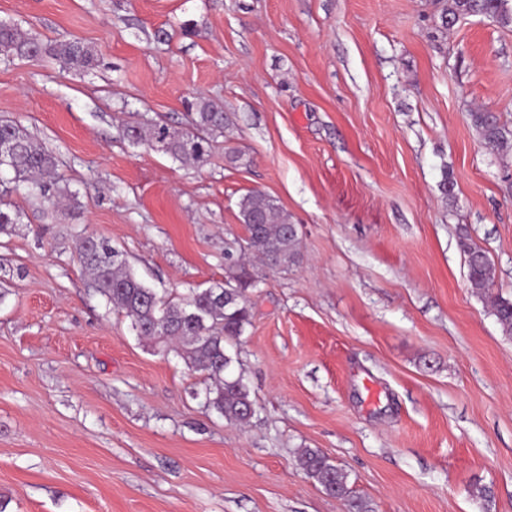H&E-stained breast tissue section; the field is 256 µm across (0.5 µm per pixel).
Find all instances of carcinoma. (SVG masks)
Listing matches in <instances>:
<instances>
[{
	"label": "carcinoma",
	"mask_w": 512,
	"mask_h": 512,
	"mask_svg": "<svg viewBox=\"0 0 512 512\" xmlns=\"http://www.w3.org/2000/svg\"><path fill=\"white\" fill-rule=\"evenodd\" d=\"M474 13L505 25L512 22L509 0H446L440 13L441 28ZM0 54L32 59L49 56L70 68L91 69L97 65L96 51L80 41H44L2 23ZM471 120L484 143L492 148L498 149L512 139V130L489 112H473ZM226 121L222 106L200 97L194 111L188 113L187 128L183 130L172 129L163 122L130 123L124 134L132 142L152 149L160 143L161 153L201 167L210 157L215 135L224 133ZM2 136L12 141L14 148L0 169L12 172L15 183L35 184L45 177L59 181L56 157L34 142L21 124L0 120ZM240 219L247 231V250L264 266L286 271L300 263L298 230L292 228L288 214L268 194L261 190L249 192L240 202ZM257 219L262 223L255 224ZM15 223L11 203L1 193L0 233ZM459 246L466 256L472 284L490 292L495 271L485 252L471 243L465 233L459 236ZM78 255L96 290L131 319V327L138 336L159 347L178 343L179 355L187 366L209 381L205 392L208 406L230 423H242L254 413L250 388L242 375L234 373V359L228 347L249 324L246 293L255 287L256 273L237 261L228 268L222 285L163 297L138 279L126 267L122 253L103 239L79 235ZM493 312L503 335L512 337V299L494 297ZM298 459L307 476L326 495L342 502L344 512H375L370 500L353 494L347 472L321 451L304 448Z\"/></svg>",
	"instance_id": "obj_1"
}]
</instances>
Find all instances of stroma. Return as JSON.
<instances>
[{
	"label": "stroma",
	"instance_id": "1",
	"mask_svg": "<svg viewBox=\"0 0 512 512\" xmlns=\"http://www.w3.org/2000/svg\"><path fill=\"white\" fill-rule=\"evenodd\" d=\"M440 0H0V22L98 53L88 72L0 55V119L58 160L67 208L19 187L0 233L5 512H343L297 462L315 448L376 512H512V338L474 288L467 229L512 299V25L439 29ZM230 118L202 167L129 142ZM453 184L444 197L442 180ZM259 189L302 261L259 268L233 348L256 410L232 424L175 351L95 292L108 240L161 294L223 282ZM492 292V293H493ZM488 486L491 500L475 498ZM471 120L484 143L492 148L503 147L512 139V130L490 112L471 113Z\"/></svg>",
	"mask_w": 512,
	"mask_h": 512
}]
</instances>
